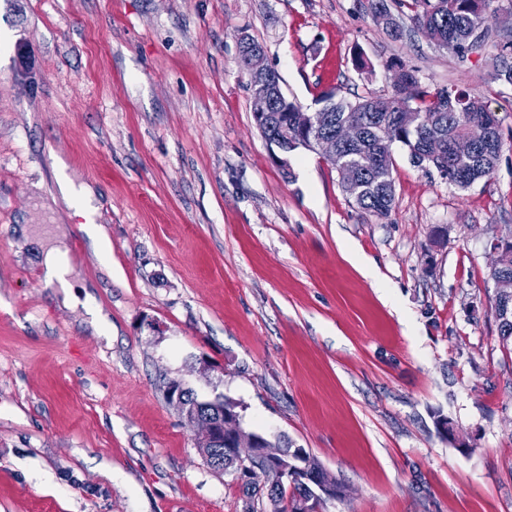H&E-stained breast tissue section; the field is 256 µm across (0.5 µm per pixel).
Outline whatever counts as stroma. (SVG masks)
Returning a JSON list of instances; mask_svg holds the SVG:
<instances>
[{"label":"stroma","instance_id":"1","mask_svg":"<svg viewBox=\"0 0 512 512\" xmlns=\"http://www.w3.org/2000/svg\"><path fill=\"white\" fill-rule=\"evenodd\" d=\"M366 3L0 0V512H244L175 383L309 451L343 486L321 512H512L490 278L492 242L512 238V85L493 44L462 60L418 30L395 39ZM247 37L308 111L327 92L392 96L393 60L428 91L480 90L494 172L462 190L393 145L378 217L320 154L279 167L238 64ZM59 160L92 190L106 254L57 200ZM23 224L40 251L19 250ZM53 248L77 303L44 277Z\"/></svg>","mask_w":512,"mask_h":512}]
</instances>
